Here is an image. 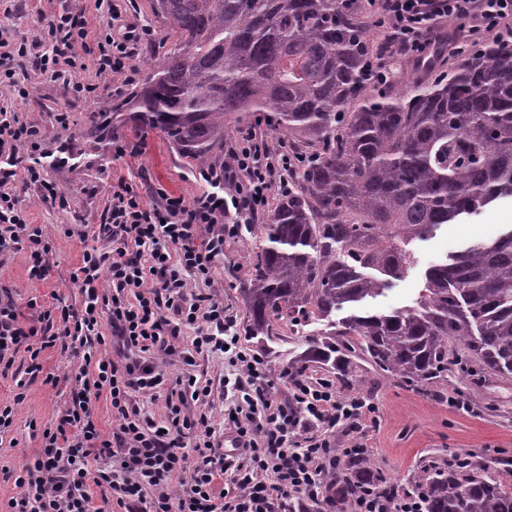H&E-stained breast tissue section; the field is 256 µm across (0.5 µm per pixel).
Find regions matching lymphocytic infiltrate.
I'll list each match as a JSON object with an SVG mask.
<instances>
[{
	"mask_svg": "<svg viewBox=\"0 0 512 512\" xmlns=\"http://www.w3.org/2000/svg\"><path fill=\"white\" fill-rule=\"evenodd\" d=\"M126 0H94L93 8L60 13L54 0H32L37 18L32 35L0 33V258L25 253L28 276L47 279L51 235L19 207L11 180L23 171L43 203L61 191L45 179L40 130L12 109L29 98L31 86L9 62L33 55L38 75L62 81L76 98L97 96L100 83L129 85L137 68L134 46L153 41L147 25L124 23ZM387 23L384 62L371 63V77L388 83L386 59L425 63L437 20L467 23L470 33L489 34L512 45V0H380ZM78 72L90 81L75 80ZM292 165L287 151L248 130L224 147V165L202 170L207 191L187 200L157 189L158 204L125 179L112 188L107 217L88 237L111 241V252L85 250L71 279L82 294L81 309L30 299V321H22L8 288L0 287V376H8L19 353H27L28 383L44 375L41 356L59 347L79 364L70 400L42 431L38 452L22 463L15 496L5 512H287L288 505L330 504L328 473L344 468L359 443L337 448L332 430L373 419L377 408L361 398H341L330 379L312 381L289 374L287 400L270 391V366L243 350L235 321L207 291L227 240L240 237L260 215L269 214L274 192H287ZM191 349L179 352L185 330ZM228 352L223 384L228 401L224 427L216 429L205 410L211 388L191 368L204 353ZM181 355L186 367L176 396L167 398L161 419L141 413L136 399L156 400L165 383L163 360ZM109 401L112 432L98 426L97 404ZM227 487H220V479ZM353 512H424L421 498L374 488L360 491Z\"/></svg>",
	"mask_w": 512,
	"mask_h": 512,
	"instance_id": "1",
	"label": "lymphocytic infiltrate"
}]
</instances>
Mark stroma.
<instances>
[{"mask_svg": "<svg viewBox=\"0 0 512 512\" xmlns=\"http://www.w3.org/2000/svg\"><path fill=\"white\" fill-rule=\"evenodd\" d=\"M129 9L134 20L155 28L154 42L138 45L134 51L137 79L142 82L148 75L147 60L161 57L172 40L157 28L150 0H131ZM22 68L30 72L33 90L30 98L17 101L15 108L23 120L39 127L41 148L48 157L44 174L64 197L63 204H45L38 199L35 188L20 179L14 182L20 203L33 223L46 225L53 245V269L46 280L29 279L24 254H15L0 263V285L12 289L19 312L27 317L31 314L27 302L32 298L47 302L55 296L69 304L80 303L81 295L70 279L71 271L85 249L107 251L111 245L100 239L79 240L72 231L85 224L102 223L112 185L118 178L138 186L153 183L188 199L199 194L205 184L190 158L172 151L159 132L136 127L130 121L115 127L113 133L137 143L138 150L134 155L113 159L111 139H103V122L94 113L99 99L109 98V91H100L95 100L68 97L59 83L32 74L30 62H23ZM64 108L70 111V127L66 130L54 120L55 113ZM510 228L512 199L507 198L479 216L442 225L427 239L412 241L408 245L414 255L411 268L384 295L367 302V309L388 312L411 305L431 265L474 241L493 239ZM258 236L253 227L241 238L225 244L224 255L213 270L212 288L235 316L242 346L268 361L272 392L283 397L287 394L283 377L294 371L303 355L305 335L325 330L326 325L312 323L294 332L280 323L276 337L249 335L241 288L256 254ZM42 363L45 372L57 377L59 383H29L24 400L15 408L11 432L14 445L0 449V467L19 466L24 458L38 451L41 428L55 421L69 397L64 379L73 367L72 353L49 349L43 353ZM224 373L223 357H198L197 377L211 382L214 389L206 411L219 428L224 425V398L220 391ZM457 392L463 393L467 408L449 407V395ZM342 394L377 406L376 426L366 428L359 441L365 446L374 472L399 488L407 487L411 474L424 462H443L466 452L488 474L512 486V379L480 373L469 380L452 377L433 396L361 363L356 367L352 386L343 389Z\"/></svg>", "mask_w": 512, "mask_h": 512, "instance_id": "1", "label": "stroma"}]
</instances>
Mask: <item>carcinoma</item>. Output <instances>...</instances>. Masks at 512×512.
Here are the masks:
<instances>
[{
	"label": "carcinoma",
	"mask_w": 512,
	"mask_h": 512,
	"mask_svg": "<svg viewBox=\"0 0 512 512\" xmlns=\"http://www.w3.org/2000/svg\"><path fill=\"white\" fill-rule=\"evenodd\" d=\"M172 47L123 108L200 169L224 165V132L268 112L306 158L268 221L242 289L250 331L321 321L402 277L405 248L441 225L512 198V48L489 43L446 80L365 94L372 47L354 0H151ZM512 377V229L430 267L414 305L353 314L307 338L342 376L361 360L425 392L459 373ZM333 475V512L392 485L354 456ZM425 512H512V487L473 464L414 471Z\"/></svg>",
	"instance_id": "cac0c4a2"
}]
</instances>
